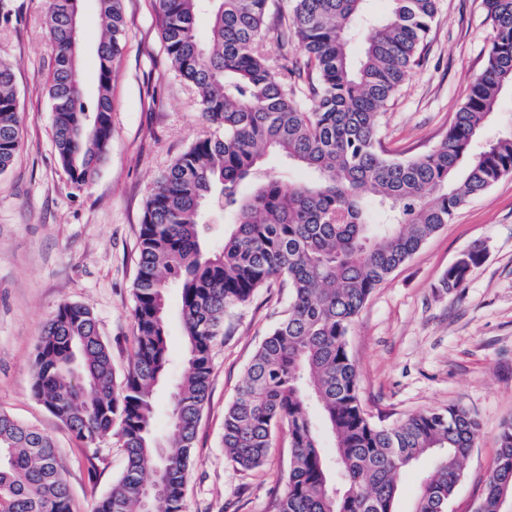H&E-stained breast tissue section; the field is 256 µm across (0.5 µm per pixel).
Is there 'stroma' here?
Wrapping results in <instances>:
<instances>
[{
	"mask_svg": "<svg viewBox=\"0 0 512 512\" xmlns=\"http://www.w3.org/2000/svg\"><path fill=\"white\" fill-rule=\"evenodd\" d=\"M0 23V56L15 66L22 149L0 174V410L55 442L74 512H93L125 467L115 441L83 450L34 396L32 360L46 320L63 302L88 307L117 372L134 353L133 282L138 231L157 179L207 125L192 86L173 71L153 0H125L126 40L112 85V141L89 184L71 183L52 138L46 81L52 46L46 0H14ZM82 75L93 87L97 13L80 18ZM489 36L482 0H440L420 66L382 119L381 136L399 157L440 143L472 76L485 66ZM485 251L462 288L439 281L472 247ZM288 311V291H258L224 314L209 397L197 427L186 512H275L291 448L276 431L260 468L243 471L224 455V409L266 333ZM358 390L371 419L391 426L410 415L460 405L480 423L449 512H474L493 468L503 421L512 417V175L461 208L450 224L370 296L347 337Z\"/></svg>",
	"mask_w": 512,
	"mask_h": 512,
	"instance_id": "obj_1",
	"label": "stroma"
}]
</instances>
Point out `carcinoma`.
<instances>
[{
	"instance_id": "cac0c4a2",
	"label": "carcinoma",
	"mask_w": 512,
	"mask_h": 512,
	"mask_svg": "<svg viewBox=\"0 0 512 512\" xmlns=\"http://www.w3.org/2000/svg\"><path fill=\"white\" fill-rule=\"evenodd\" d=\"M369 2L290 0L272 26V0H155L167 57L195 89L210 131L169 165L146 201L133 285L135 351L122 377L94 314L69 302L44 324L32 365L35 397L84 448L108 439L123 448L125 468L95 512H146L142 489L156 478L165 488L160 512H183L224 311L277 279L290 288L289 312L267 333L225 407L228 459L242 470L261 467L284 427L292 455L277 512H396L402 475L429 455L434 463L410 512H448L479 434L477 418L457 406L391 427L373 424L347 336L376 288L472 198L512 174V126L476 147L512 91V0H482L486 64L445 140L406 158L384 148L381 120L421 63L439 0H389L379 20ZM81 9L80 0H48L53 140L77 186L94 179L109 152L125 26L124 0H97L109 36L96 49L90 110ZM21 146L14 66L0 56L1 174ZM284 164L310 178L285 184ZM215 216L224 236L210 242L204 230ZM465 255L441 287H462L484 259L480 247ZM173 288L186 346L177 376L167 340ZM167 383L169 436L160 450L156 393ZM511 508L512 419L475 512ZM0 512H73L52 438L3 411Z\"/></svg>"
}]
</instances>
